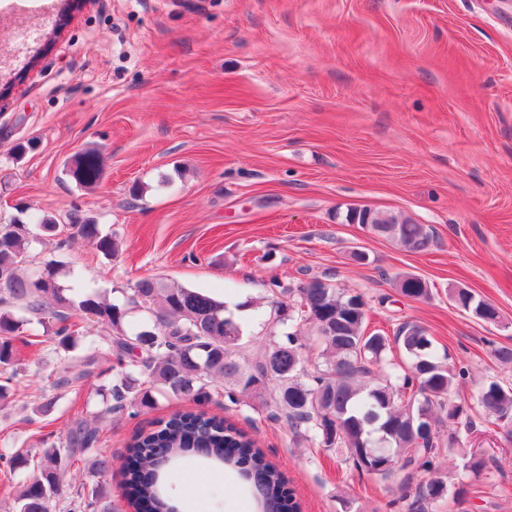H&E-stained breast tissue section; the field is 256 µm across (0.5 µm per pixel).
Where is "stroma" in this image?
Listing matches in <instances>:
<instances>
[{
    "instance_id": "35a3bbf8",
    "label": "stroma",
    "mask_w": 512,
    "mask_h": 512,
    "mask_svg": "<svg viewBox=\"0 0 512 512\" xmlns=\"http://www.w3.org/2000/svg\"><path fill=\"white\" fill-rule=\"evenodd\" d=\"M33 141L22 161L17 143ZM96 149L102 177L65 176ZM403 214L433 236L423 251L345 221L348 209ZM93 218L115 255L75 238L38 246L37 260L78 269L120 300L145 277L252 302L238 315L260 335L270 283L325 278L363 295L371 328L425 326L438 353L468 373V401L490 378L512 382L490 344L512 346V0H0V222ZM367 253V264L351 258ZM425 279L430 299L403 297L397 274ZM457 288L496 306L489 324L456 307ZM80 352L20 347L24 378L0 403V446L33 464L0 475V512L73 422L96 430L109 472L71 468L52 512L82 484L131 512L126 443L180 406L101 414L93 392L112 380L79 373ZM56 404L39 408L45 397ZM210 412L255 438L287 478L302 512H405L398 484L296 443L284 421L216 393ZM461 448L497 456L500 471L464 501L433 512H512V452L475 421ZM231 475L193 463L170 490L180 512H255Z\"/></svg>"
}]
</instances>
